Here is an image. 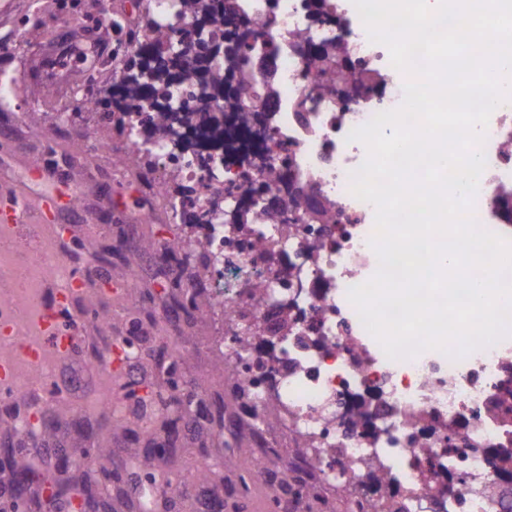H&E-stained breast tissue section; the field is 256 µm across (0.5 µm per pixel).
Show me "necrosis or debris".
Wrapping results in <instances>:
<instances>
[{
	"mask_svg": "<svg viewBox=\"0 0 512 512\" xmlns=\"http://www.w3.org/2000/svg\"><path fill=\"white\" fill-rule=\"evenodd\" d=\"M234 3L251 23L253 58L272 61L251 74L261 123L225 128L217 153L197 138L176 159L158 136L147 169L175 223L210 200L233 210L250 181L281 208L277 224L251 211L245 223L194 231L221 320L215 348L255 412L278 410L281 439L303 450L292 467L305 488L339 481L351 512H512L504 481L512 468V335L457 361L437 350L391 360L348 299L379 262L370 245L375 209L350 190L367 151L347 136L403 101L387 47L370 40L352 0H323L319 11L311 0ZM74 43L90 49L91 74L121 81L124 52L101 44L96 22ZM315 46L325 55L312 54ZM351 70L360 81L348 78ZM482 150L473 215L512 241V101L491 113ZM272 170L284 178L268 180ZM170 173L200 187V196L172 192ZM259 274L287 307V327L278 326L271 299L252 296ZM259 322L267 330L257 338ZM373 467L393 482L392 497L377 491ZM452 482L464 492L449 491Z\"/></svg>",
	"mask_w": 512,
	"mask_h": 512,
	"instance_id": "obj_1",
	"label": "necrosis or debris"
}]
</instances>
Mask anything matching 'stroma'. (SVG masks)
<instances>
[{
	"label": "stroma",
	"instance_id": "obj_1",
	"mask_svg": "<svg viewBox=\"0 0 512 512\" xmlns=\"http://www.w3.org/2000/svg\"><path fill=\"white\" fill-rule=\"evenodd\" d=\"M78 16L56 11L51 0H0V80L11 86L0 99V208L13 195L29 200L45 197L81 198L76 208H63L45 225L38 239L14 248L0 247V285L20 294L25 281L11 271L23 264L32 248L55 253L84 285L69 301L70 317L80 338L74 352L55 360V376L39 401L21 391L0 400V433L14 432L11 470L0 471V512H45L43 501L16 497L12 470L43 468L35 449H48L68 459L65 476L81 485L95 482L85 512H135L148 477L172 480L171 492L159 512H202L204 498L213 497L223 512H283L281 486L294 485L288 468L244 480L243 468L253 462L262 437L276 435V414L254 424L250 402L230 377L224 355L213 347L220 322L209 307L210 294L198 285V271L182 251L167 250L179 240L181 225L166 216V202L150 179L120 165L121 140L104 152L89 153V128L95 115L61 130H40V116L26 112L28 94H40L44 110L53 111L63 94L54 66L57 43L67 40ZM113 246L112 262L92 256ZM139 271L130 280V271ZM111 279L115 289L99 286ZM194 293V309L171 314L175 304ZM134 338L139 349L126 368L102 375L101 366ZM175 363L177 373L208 411L223 409L224 428L193 418L178 433H169L162 416L169 405L170 383L160 363ZM150 387L152 404L137 405L133 391ZM111 409H104V400ZM37 413L35 431L18 427L14 408ZM163 443L169 458L147 455Z\"/></svg>",
	"mask_w": 512,
	"mask_h": 512
}]
</instances>
